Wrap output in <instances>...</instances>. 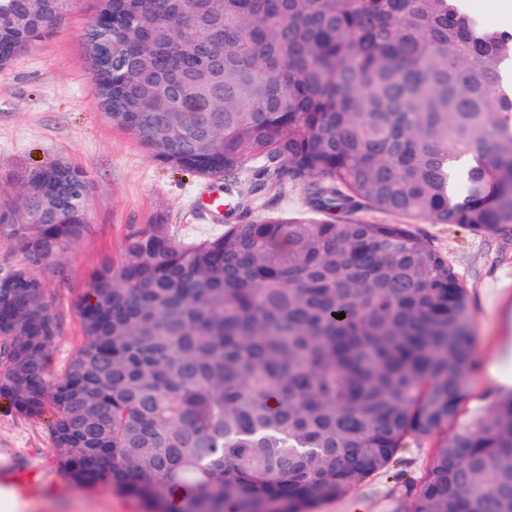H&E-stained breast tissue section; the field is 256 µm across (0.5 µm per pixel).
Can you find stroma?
<instances>
[{"label":"stroma","mask_w":512,"mask_h":512,"mask_svg":"<svg viewBox=\"0 0 512 512\" xmlns=\"http://www.w3.org/2000/svg\"><path fill=\"white\" fill-rule=\"evenodd\" d=\"M96 0H68L59 31L0 69V198L14 196L21 173L64 160L92 178L90 229L73 250L40 268L58 335L47 370L60 375L81 343L77 302L103 263H121L128 240L164 220L178 240H199L258 216L308 211L302 186L281 177L261 196L252 188L256 170L230 187L233 205L223 219L205 215L203 180L157 160L131 134L101 115L82 48ZM413 230L448 260L467 291L473 313L476 366L457 420L464 426L489 416L498 396L489 368L503 337L512 336V239L476 234L453 224L414 221ZM435 437L408 439L388 472L314 505L310 512H411L415 488L435 452ZM18 473H34L25 488L0 474V483L19 488L36 502V512H152L132 494L105 484L84 486L64 475L55 459L47 419L16 412L0 398V462Z\"/></svg>","instance_id":"35a3bbf8"}]
</instances>
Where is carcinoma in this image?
Here are the masks:
<instances>
[{"mask_svg":"<svg viewBox=\"0 0 512 512\" xmlns=\"http://www.w3.org/2000/svg\"><path fill=\"white\" fill-rule=\"evenodd\" d=\"M66 0H0V69ZM105 120L160 161L304 185L311 214L129 240L80 296L82 341L49 380L43 281L88 233V173L53 161L0 202V397L46 416L59 469L183 512H304L442 434L412 512H512V394L459 431L467 292L408 224L512 235V34L460 0H103L84 36ZM345 313V318L333 317Z\"/></svg>","mask_w":512,"mask_h":512,"instance_id":"carcinoma-1","label":"carcinoma"}]
</instances>
